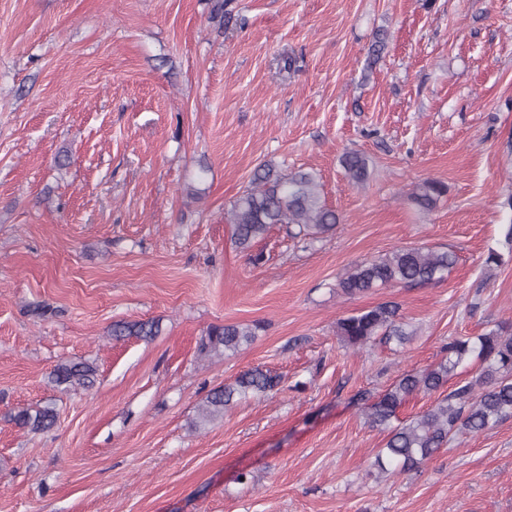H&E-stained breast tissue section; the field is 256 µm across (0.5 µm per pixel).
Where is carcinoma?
<instances>
[{
	"label": "carcinoma",
	"instance_id": "obj_1",
	"mask_svg": "<svg viewBox=\"0 0 512 512\" xmlns=\"http://www.w3.org/2000/svg\"><path fill=\"white\" fill-rule=\"evenodd\" d=\"M342 166L355 184L365 182L369 176V160L361 153H347ZM446 193L444 183L426 179L414 187L410 199L420 210L430 212ZM227 222L233 242L245 252L262 240L274 224L288 225V235L305 242L331 232L339 223V216L322 198L314 173H282L263 164L254 172L250 187L227 212ZM456 262V254L450 249L396 247L379 258L354 265L337 289L352 298L387 285L430 284L443 279ZM260 329L258 323L212 326L202 338L199 351L208 356L236 352L251 344ZM160 332L158 320L112 325V337L117 340L125 336L151 340ZM337 335L359 348L378 336L400 345L410 339L400 321L399 306L393 302H382L340 319ZM469 358L479 363L471 380L437 398L414 418L398 420V412L410 396L421 392L431 395L444 389ZM96 374V367L89 362L65 361L55 366L51 381L73 391L86 390L93 386ZM282 383L281 377L268 370L251 368L233 382L209 391L198 408L200 419L211 422L222 418L238 402L276 393ZM362 411L370 427L387 433L383 447L377 451L375 466L392 475L419 470L453 436L482 433L512 418V332L506 334L499 328L474 338L449 341L442 347L438 362L402 374L384 393L364 403ZM57 420L58 412L50 404L23 407L9 415V421L17 428L33 433L51 430Z\"/></svg>",
	"mask_w": 512,
	"mask_h": 512
}]
</instances>
